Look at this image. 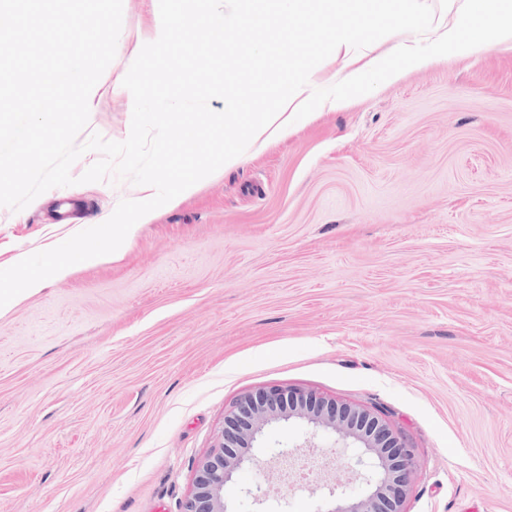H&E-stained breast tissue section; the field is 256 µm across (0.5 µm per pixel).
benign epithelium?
<instances>
[{"label": "benign epithelium", "mask_w": 512, "mask_h": 512, "mask_svg": "<svg viewBox=\"0 0 512 512\" xmlns=\"http://www.w3.org/2000/svg\"><path fill=\"white\" fill-rule=\"evenodd\" d=\"M291 419L306 422L315 434L337 436L351 451L350 474L364 485L360 496L342 501L336 498L337 486L324 484L333 501L323 512H406L416 467L412 449L380 413L302 389L257 390L224 412V426L197 464L182 512H234L226 490L239 470L262 465L278 475L282 463L316 453L318 445L312 440L300 447L272 448L263 460L252 453L266 427Z\"/></svg>", "instance_id": "7a95c632"}]
</instances>
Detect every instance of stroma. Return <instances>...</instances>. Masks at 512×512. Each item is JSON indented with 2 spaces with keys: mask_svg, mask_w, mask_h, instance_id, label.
Returning a JSON list of instances; mask_svg holds the SVG:
<instances>
[{
  "mask_svg": "<svg viewBox=\"0 0 512 512\" xmlns=\"http://www.w3.org/2000/svg\"><path fill=\"white\" fill-rule=\"evenodd\" d=\"M158 9L123 0L78 142L128 138L115 83ZM99 158L0 208V269L131 195L80 183ZM289 387L386 412L417 459L406 512H512V41L315 110L0 311V512H181L225 410Z\"/></svg>",
  "mask_w": 512,
  "mask_h": 512,
  "instance_id": "stroma-1",
  "label": "stroma"
}]
</instances>
